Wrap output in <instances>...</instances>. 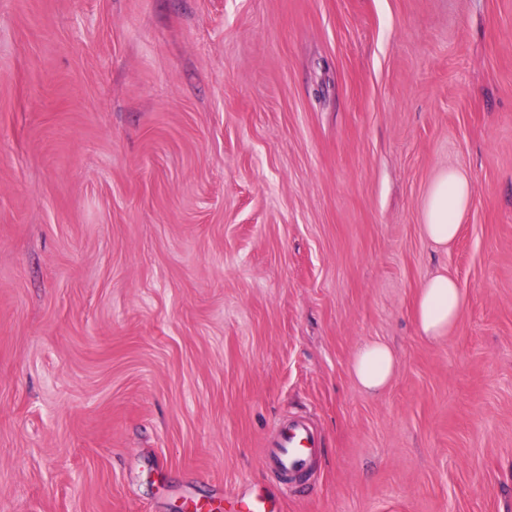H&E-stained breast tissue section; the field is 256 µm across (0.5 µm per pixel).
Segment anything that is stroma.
I'll return each mask as SVG.
<instances>
[{
    "instance_id": "obj_1",
    "label": "stroma",
    "mask_w": 512,
    "mask_h": 512,
    "mask_svg": "<svg viewBox=\"0 0 512 512\" xmlns=\"http://www.w3.org/2000/svg\"><path fill=\"white\" fill-rule=\"evenodd\" d=\"M445 168L474 195L443 250ZM443 272L467 305L429 341ZM251 493L512 512V0H0V512ZM472 195L473 187L460 171L447 168L438 173L422 204V230L431 243L448 247L456 239ZM467 298L456 280L448 274H436L419 288L413 319L420 334L439 340L456 326L466 307ZM395 366V353L387 344L379 341L365 343L351 359L354 377L371 392H377L387 385ZM271 452L280 472L290 474L305 468L317 448L315 434L306 422H292L280 427Z\"/></svg>"
}]
</instances>
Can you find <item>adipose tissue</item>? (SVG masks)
Segmentation results:
<instances>
[{"instance_id": "adipose-tissue-1", "label": "adipose tissue", "mask_w": 512, "mask_h": 512, "mask_svg": "<svg viewBox=\"0 0 512 512\" xmlns=\"http://www.w3.org/2000/svg\"><path fill=\"white\" fill-rule=\"evenodd\" d=\"M473 187L458 170L444 169L430 184L422 204V230L425 237L439 247L452 243L459 232L460 219L467 210ZM467 298L456 280L440 273L419 288L413 319L420 334L430 340L447 337L458 323ZM396 356L385 343H365L351 359V371L368 391L383 389L391 379Z\"/></svg>"}]
</instances>
